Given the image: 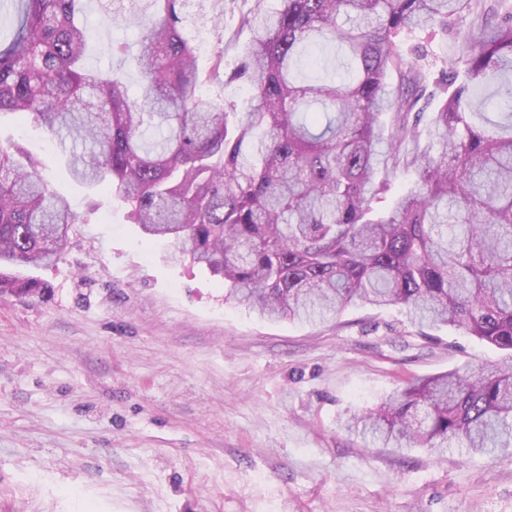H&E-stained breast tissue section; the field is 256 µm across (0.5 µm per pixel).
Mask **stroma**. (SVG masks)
Masks as SVG:
<instances>
[{
    "instance_id": "35a3bbf8",
    "label": "stroma",
    "mask_w": 512,
    "mask_h": 512,
    "mask_svg": "<svg viewBox=\"0 0 512 512\" xmlns=\"http://www.w3.org/2000/svg\"><path fill=\"white\" fill-rule=\"evenodd\" d=\"M255 0H224V69L251 39ZM91 67L120 66L134 19L87 0ZM429 80L462 51L420 31ZM40 161L83 221L44 267L41 298H0V512H512V460L387 448L345 428L404 382L501 362L499 350L398 307L268 321L127 210L74 183L38 127L0 116V146Z\"/></svg>"
}]
</instances>
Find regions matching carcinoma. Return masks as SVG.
Returning a JSON list of instances; mask_svg holds the SVG:
<instances>
[{"instance_id":"1","label":"carcinoma","mask_w":512,"mask_h":512,"mask_svg":"<svg viewBox=\"0 0 512 512\" xmlns=\"http://www.w3.org/2000/svg\"><path fill=\"white\" fill-rule=\"evenodd\" d=\"M17 2L0 37V114L41 127L64 145L75 182L123 203L148 238L174 241L263 317L400 306L420 327L449 325L505 352L409 381L348 429L393 448L512 458V104L494 122L493 97L477 94L512 73L506 0L492 25L485 0H257L229 74L219 44L200 69L186 0L104 5L106 17L146 10L136 54L112 45L135 63L137 100L121 69L87 66L85 0ZM208 5L199 0L194 25L213 31L223 18ZM427 26L454 34L464 68L442 75L429 144L409 152L427 76L398 38ZM329 43L347 56L345 78L300 81V59L315 64ZM233 80L250 92L241 112L224 103ZM409 169L414 185L379 207L390 175ZM79 221L31 156L0 147V261H50ZM42 291L0 270L1 297Z\"/></svg>"}]
</instances>
